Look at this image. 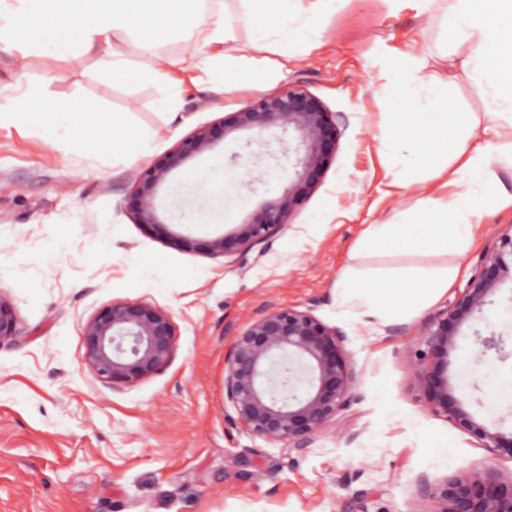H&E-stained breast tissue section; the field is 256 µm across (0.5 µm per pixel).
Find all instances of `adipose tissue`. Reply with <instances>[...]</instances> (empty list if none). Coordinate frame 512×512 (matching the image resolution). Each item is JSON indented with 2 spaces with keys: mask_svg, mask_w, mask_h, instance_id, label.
<instances>
[{
  "mask_svg": "<svg viewBox=\"0 0 512 512\" xmlns=\"http://www.w3.org/2000/svg\"><path fill=\"white\" fill-rule=\"evenodd\" d=\"M202 0H16L7 7L0 0V44L6 43L25 52L65 58L75 51L91 52L111 42L135 40L142 65L153 76L164 77L157 47L180 39L200 44L224 59L225 72L236 75L250 67L244 55L226 51L236 42L234 26L221 16L209 24L197 20ZM242 23L249 28L253 41L276 36L283 47L280 60L268 70L287 69L293 56L291 44L313 50L322 44L323 21L338 13L344 0H312L302 7V0H243ZM446 15L460 42L468 50L448 58L449 74L463 72L476 78L490 91L491 110L512 109V0H447ZM72 31L65 37L60 23ZM384 104L391 114V126L411 143L417 157L429 167L432 177L446 178L448 185L460 183L481 186L490 179L494 161L512 158V141L487 152L472 144L475 120L472 113L461 111L450 99H438L408 62L391 69ZM44 116L59 136L70 135L82 126L87 146L101 141V124L94 104H84L80 111L46 107ZM429 217L423 224L385 222L374 225L370 238L392 245H432L448 241L465 247L475 239L479 210L460 193L448 203L428 200Z\"/></svg>",
  "mask_w": 512,
  "mask_h": 512,
  "instance_id": "ef3b65f1",
  "label": "adipose tissue"
}]
</instances>
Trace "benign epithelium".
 Here are the masks:
<instances>
[{
	"label": "benign epithelium",
	"mask_w": 512,
	"mask_h": 512,
	"mask_svg": "<svg viewBox=\"0 0 512 512\" xmlns=\"http://www.w3.org/2000/svg\"><path fill=\"white\" fill-rule=\"evenodd\" d=\"M346 117L330 111L301 81L252 98L222 119L197 128L144 166L131 195L138 224L164 234L186 252L202 253L232 265L252 247L269 244L320 186L333 159ZM277 127L292 139H279L278 152L262 142L264 156L294 157V176L282 193L262 201L241 224L201 241L172 230L161 220L156 198L168 175L200 157L234 132L262 135ZM512 277V232L485 249L476 274L446 310L427 319L413 340L412 383L419 400L458 430L497 456L512 459V432L478 421L448 377V360L461 330L481 312L507 277ZM18 336L11 305L0 298V343ZM347 336L314 314V306L266 310L237 331L224 358V400L246 434L288 454L302 457L318 434L349 405L356 384ZM80 342L87 367L114 390L135 386L165 370L173 360L177 326L172 313L155 302L116 300L99 309L81 327ZM478 356L489 352L501 362L509 358L502 337L476 335ZM418 494L437 504L434 512H512V478L486 463L467 478L439 485L422 479Z\"/></svg>",
	"instance_id": "7a95c632"
}]
</instances>
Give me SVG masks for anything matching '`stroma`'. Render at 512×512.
<instances>
[{"instance_id":"stroma-1","label":"stroma","mask_w":512,"mask_h":512,"mask_svg":"<svg viewBox=\"0 0 512 512\" xmlns=\"http://www.w3.org/2000/svg\"><path fill=\"white\" fill-rule=\"evenodd\" d=\"M458 50L443 9L407 0L391 14L383 0H348L323 27L319 49L296 51L287 71L226 76L208 66L201 80L175 61L192 45L162 43L169 77L115 75L98 54L21 56L0 44V104L18 90L60 107L95 103L103 144L79 134L57 138L28 115L0 122V297L17 317L15 341L0 344V512H340L365 501L370 512H433L417 492L465 477L485 462L512 475L448 420L425 409L411 384L409 338L446 308L474 275L483 251L512 229V210L487 211L472 246H370V225L416 223L424 198L448 201L451 188L427 179L410 144L390 139L385 61L409 57L425 80L445 86L460 110L483 115L488 95L473 79H449L444 49ZM303 81L330 111L343 113L336 154L322 184L270 245L239 264L189 253L136 223L129 197L145 158L111 143L113 124L141 137L158 157L197 127L237 111L249 98ZM248 133L174 171L157 202L165 221L188 220L206 239L242 223L280 194L287 163L248 183ZM238 156L235 178L224 161ZM149 156V157H150ZM450 270L446 291L405 313L389 300L370 317L337 282L391 273L417 287V272ZM115 300L152 301L171 311L177 349L160 374L117 391L85 365L81 325ZM314 305L347 336L357 384L349 407L310 452L286 450L236 427L224 401V356L260 310ZM493 324L512 349V283L464 327L449 377L486 425L512 431V401L497 394L512 380V359L478 361L475 333Z\"/></svg>"}]
</instances>
